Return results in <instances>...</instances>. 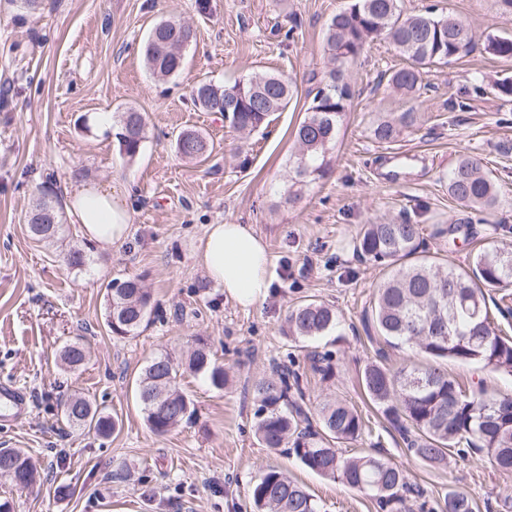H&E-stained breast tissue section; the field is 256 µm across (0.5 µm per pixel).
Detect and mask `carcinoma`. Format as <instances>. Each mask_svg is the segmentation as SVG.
<instances>
[{
  "mask_svg": "<svg viewBox=\"0 0 512 512\" xmlns=\"http://www.w3.org/2000/svg\"><path fill=\"white\" fill-rule=\"evenodd\" d=\"M184 24L161 20L150 30L144 45V61L153 77L164 81L182 67L183 56L168 46L180 42ZM384 39L404 57L407 65L389 78L393 89L415 94L422 88L426 69L466 56L473 50L470 28L448 15L406 13L400 0H352L326 26L325 51L331 68L306 109L307 116L294 131L295 152L291 162L295 183L304 186L322 177L329 166L336 135L353 98L349 68L366 46ZM486 53L512 60V35H492L484 43ZM258 99L256 112H228L225 119L236 131H255L269 124V117L284 110L296 93L286 77L256 73L232 85L199 82L191 91L193 105L202 112L224 113V99L238 94ZM415 113L403 112L396 120H383L372 130L380 143L393 142L400 127H409ZM115 139L128 158L136 157L145 140L142 113L129 108L115 120ZM176 151L185 158L201 159L210 150L205 134L197 130L180 133ZM448 195L460 206L484 212L494 209L498 194L479 159L460 157L448 173ZM48 211L56 224H37L35 216ZM62 220L58 200L43 195L29 212L30 233L41 241L57 238ZM354 251L364 262L382 268L385 278L377 286L365 313L370 341L381 342L378 360L364 367L358 377L366 398L407 442L417 460L432 467L448 464L451 449L460 455L474 448L503 473H512V395L489 397L483 391L467 393L441 368L454 360L512 376V338L497 332L491 320L485 288L512 286V246L490 241L472 254L466 267L458 268L428 255L421 228L406 219L364 224L356 234ZM117 290L106 286V324L113 336L136 334L151 312V295L134 280L123 281ZM336 308L310 299L285 315L286 334L294 339L326 336L340 326ZM408 346L426 360L424 366L405 365L391 370L382 364L385 348ZM77 345L61 351L63 364L74 367L84 360ZM313 369L323 378L333 375L331 356L311 355ZM185 369L205 375L216 390L224 389L227 373L213 360L207 344L200 343L184 363ZM276 377L263 379L253 388L255 432L265 448L289 447L308 470L343 485L364 490L376 499L380 512H410L409 498L421 491L408 482L406 471L383 456H347L338 445L363 435L365 422L354 407L334 399L320 409V430L310 428L300 400L299 375L287 367ZM180 366L162 355L153 358L136 380L138 398L146 422L157 436H164L191 414V400L179 390ZM72 413H60L68 426L83 427L97 435L110 434L117 425L111 415L82 397L60 404ZM10 458L11 481L25 487L36 479L32 461L15 449L1 454ZM255 512H319L314 496L282 470L268 466L248 489ZM441 512H475L472 498L451 488L442 498Z\"/></svg>",
  "mask_w": 512,
  "mask_h": 512,
  "instance_id": "1",
  "label": "carcinoma"
}]
</instances>
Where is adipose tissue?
<instances>
[{
	"label": "adipose tissue",
	"mask_w": 512,
	"mask_h": 512,
	"mask_svg": "<svg viewBox=\"0 0 512 512\" xmlns=\"http://www.w3.org/2000/svg\"><path fill=\"white\" fill-rule=\"evenodd\" d=\"M68 211L80 235L102 251L111 250L129 234V211L111 191L100 186L76 185L68 198ZM197 250L207 277L223 288L227 299L247 310L267 298L271 259L252 225H208Z\"/></svg>",
	"instance_id": "obj_1"
}]
</instances>
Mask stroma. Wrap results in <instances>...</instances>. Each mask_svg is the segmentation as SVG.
I'll use <instances>...</instances> for the list:
<instances>
[{"label": "stroma", "mask_w": 512, "mask_h": 512, "mask_svg": "<svg viewBox=\"0 0 512 512\" xmlns=\"http://www.w3.org/2000/svg\"><path fill=\"white\" fill-rule=\"evenodd\" d=\"M349 4L210 0L202 13L197 0H44L40 17L24 18L18 5L0 0V385L15 384L26 397L23 409L0 412V448L24 451L38 471L24 489L0 478V501L12 512H252L248 486L269 465L304 484L322 512H376L368 492L258 443L253 387L277 362L294 363L310 420L335 398L362 413L366 430L347 453H383L430 503L457 486L477 512H512V473L476 452L445 468L424 465L367 401L358 373L374 360L375 346L365 311L384 273L353 250L361 225L406 217L421 226L429 252L463 267L471 241L495 239L497 225L512 227V99L491 89L512 75V61L479 47L432 70L420 94L404 95L388 83L404 58L387 41L371 43L352 68L355 94L328 170L286 204L291 132L328 69L325 25ZM430 5L465 20L479 39L512 34V17L496 0H401L408 13ZM164 19L190 24L196 39L181 71L159 82L142 46ZM257 71L297 82L269 127L242 135L194 107L190 92L200 81L231 85ZM478 75L480 94L473 90ZM128 107L146 121L132 160L120 155L111 131L90 124ZM400 112L420 119L395 142H377L375 122ZM190 129L213 145L205 160L174 149L177 134ZM462 155L480 159L495 179L499 204L489 215L448 195V173ZM81 182L112 189L132 214L129 237L111 251L85 241L68 221L50 243L27 231L39 197L65 198ZM224 222L254 225L271 257L270 294L247 310L226 299L197 261L207 225ZM451 224L457 233L445 234ZM74 247L89 256L79 269L64 261ZM129 278L151 294L152 313L137 335L116 338L105 326V285ZM309 298L333 305L340 329L314 341L288 338L287 309ZM201 339L229 382L218 391L205 376L183 373L178 384L194 416L156 436L134 381L154 356L187 360ZM70 343L86 353L75 369L59 358ZM315 350L338 359L330 379L312 371ZM444 367L463 388L512 394L511 375L454 361ZM68 395L117 417V430L103 438L63 425L59 403Z\"/></svg>", "instance_id": "stroma-1"}]
</instances>
